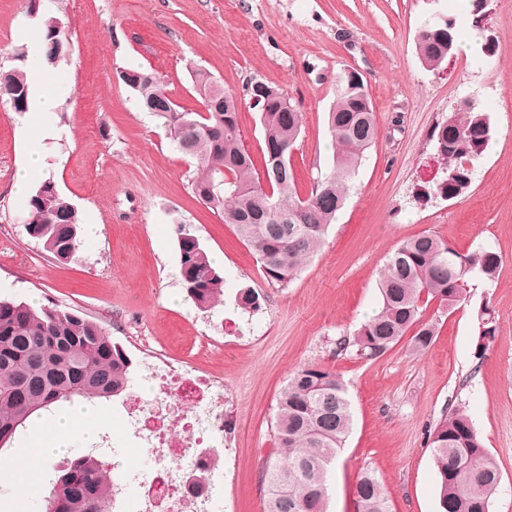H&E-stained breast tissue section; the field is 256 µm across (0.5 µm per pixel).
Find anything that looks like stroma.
Wrapping results in <instances>:
<instances>
[{
    "mask_svg": "<svg viewBox=\"0 0 512 512\" xmlns=\"http://www.w3.org/2000/svg\"><path fill=\"white\" fill-rule=\"evenodd\" d=\"M454 19L453 57L431 71L415 38L435 15ZM60 20L71 52L51 65L58 78L57 132L45 140L46 167L30 184L53 180L96 225L67 263L25 232L27 210L11 188L25 160L32 114L0 103V298L56 305L104 325L144 375L140 337L221 375L238 424L235 464L224 484L228 512H263L262 473L275 456L277 397L289 376L319 364L346 383L353 422L329 484V512H356L353 493L374 472L391 512H438L430 427L455 409L472 419L501 473L491 512H512V0H0V65L28 44L43 21ZM492 55H485L484 43ZM209 72L238 99L242 141L255 165L265 150L259 112L246 87H276L302 115L291 153L296 189L307 197L333 168L327 113L336 78L358 71L371 98L377 135L325 243L288 285L269 284L255 254L232 225L192 192L193 161L167 139L116 78L119 70L156 71L180 109L198 112L190 67ZM491 114L494 140L461 197L416 201L425 169H438L431 133L465 97ZM191 225L224 279L222 304L199 309L180 277L175 225ZM430 230L459 253L500 254L494 282H476L469 297L441 317L433 344L413 353L400 341L374 360L338 339L353 338L376 308L378 282L395 248ZM259 295L243 310V288ZM490 302L494 342L476 355L474 315ZM239 328L233 346H206L222 327ZM93 428L123 449L126 468L144 450L127 429L119 398L100 400ZM24 440L10 455L21 477L0 473V512L49 489L62 457L33 454Z\"/></svg>",
    "mask_w": 512,
    "mask_h": 512,
    "instance_id": "obj_1",
    "label": "stroma"
}]
</instances>
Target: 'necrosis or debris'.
<instances>
[{
    "label": "necrosis or debris",
    "instance_id": "1",
    "mask_svg": "<svg viewBox=\"0 0 512 512\" xmlns=\"http://www.w3.org/2000/svg\"><path fill=\"white\" fill-rule=\"evenodd\" d=\"M144 368L149 395L132 388L121 402L146 450L145 469L131 475L143 490L137 512H224V454L235 435L223 378L157 348Z\"/></svg>",
    "mask_w": 512,
    "mask_h": 512
}]
</instances>
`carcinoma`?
<instances>
[{
  "instance_id": "obj_1",
  "label": "carcinoma",
  "mask_w": 512,
  "mask_h": 512,
  "mask_svg": "<svg viewBox=\"0 0 512 512\" xmlns=\"http://www.w3.org/2000/svg\"><path fill=\"white\" fill-rule=\"evenodd\" d=\"M455 21L437 17L426 21L416 35V54L430 71L445 62L441 46ZM41 58L55 63L68 52L69 41L57 20L42 29ZM28 51L21 47V65L0 69V91L18 92L20 105L5 94L1 102L19 115L29 112L30 86L22 67ZM139 75L129 81L126 72ZM119 71V80L140 105L162 122L176 150L196 161L194 195L230 224L257 256L271 284L286 285L324 244L330 224L345 201L346 183L355 175L365 150L376 138L371 99L360 85L341 79L328 112V129L337 151L331 174L318 180L301 198L295 187L291 151L301 133V115L284 95L259 106L264 143L284 148L287 164L277 165L264 154L257 172L246 151L237 123L235 96L206 71H191L196 93L207 112L178 110L160 78L140 67ZM493 139L490 114L472 101L467 110L448 114L431 135L443 167L431 191L447 199L470 187L477 165ZM53 181H43L27 200L33 221L26 234L41 243L54 259L68 261L80 244L81 217ZM180 275L188 296L207 310L221 303L224 280L207 250L187 224L176 225ZM501 256L484 248L461 254L438 235L421 232L403 241L389 256L378 284V306L351 341H337L340 350L355 347L357 356L376 359L410 336V349L426 351L438 334L439 320L423 319L435 302L448 313L466 300L468 281H494ZM476 356L494 341L498 322L485 303L476 314ZM132 360L112 341L99 322L58 306L34 308L23 301L0 298V451L16 436L34 433L32 418L49 416L65 403L110 399L131 382ZM347 388L333 371L310 364L295 371L277 399L278 456L266 462L265 512H328V476L351 427ZM436 467L439 512H490L501 474L471 418L457 409L429 434ZM111 463L93 453H81L59 469L48 492L57 512H90L111 501ZM358 512H390L381 480L364 472L355 486ZM46 496V497H48ZM46 497L36 499L42 509Z\"/></svg>"
}]
</instances>
